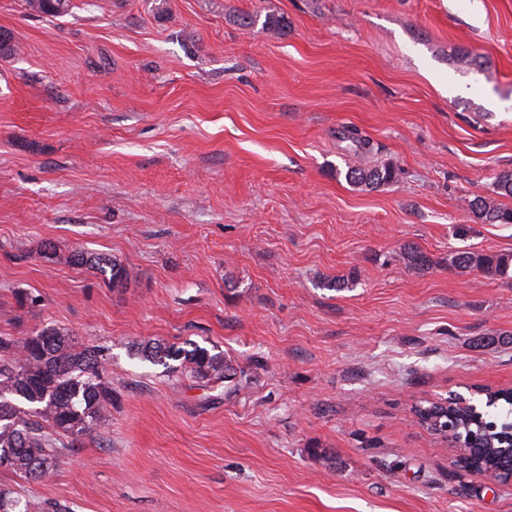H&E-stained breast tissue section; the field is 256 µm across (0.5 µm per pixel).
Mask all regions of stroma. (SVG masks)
<instances>
[{
    "label": "stroma",
    "instance_id": "1",
    "mask_svg": "<svg viewBox=\"0 0 512 512\" xmlns=\"http://www.w3.org/2000/svg\"><path fill=\"white\" fill-rule=\"evenodd\" d=\"M270 12L287 33L240 23ZM0 29V332L110 346L114 393L53 474L0 490L45 512H512L414 412L512 388V273L450 264L512 254V224L471 209L512 170V0H0ZM381 161L401 174L378 190L337 174ZM148 340L218 347L250 383L129 354ZM66 261L75 267L87 268L103 276L113 288H121L128 279L125 266L117 259L101 254H93L83 250H73Z\"/></svg>",
    "mask_w": 512,
    "mask_h": 512
}]
</instances>
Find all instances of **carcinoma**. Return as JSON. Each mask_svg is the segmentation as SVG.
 Returning <instances> with one entry per match:
<instances>
[{
  "label": "carcinoma",
  "instance_id": "1",
  "mask_svg": "<svg viewBox=\"0 0 512 512\" xmlns=\"http://www.w3.org/2000/svg\"><path fill=\"white\" fill-rule=\"evenodd\" d=\"M31 10L50 17L66 13L71 0H28ZM343 138L357 153L374 150L372 141L349 130ZM399 172L390 163L370 168L349 167L346 181L354 186L381 188L397 181ZM496 194L512 197V170L495 176ZM477 218L488 224H512V209L494 198L477 197L472 204ZM66 261L75 267L96 271L114 288L128 279L118 260L83 250H73ZM461 271L479 269L506 275L512 268V254H466L453 258ZM129 352L154 364L180 361V369L191 376L219 382L237 389L248 384V375L234 367L224 352H213L197 343L191 348L167 346L160 342L132 344ZM111 348L81 343L68 331L43 327L19 339L0 333V457L10 458L6 471L26 479H42L53 473L65 451L98 430L112 409V386L106 365ZM423 421L448 428V440L463 451L465 469L506 468L512 462V421L506 412L499 423H479L465 409H448L431 404L418 407Z\"/></svg>",
  "mask_w": 512,
  "mask_h": 512
}]
</instances>
